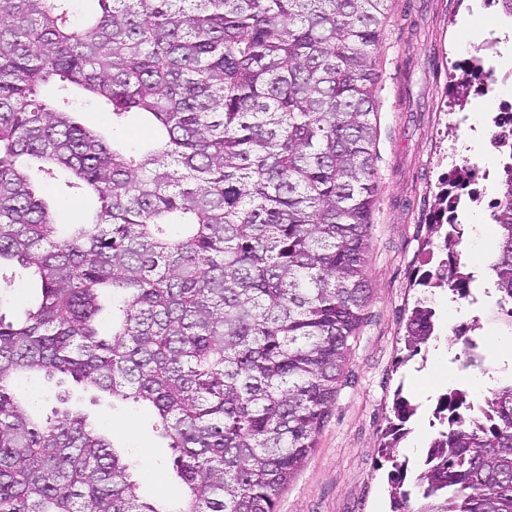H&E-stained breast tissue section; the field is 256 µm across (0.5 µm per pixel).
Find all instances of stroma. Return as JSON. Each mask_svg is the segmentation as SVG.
<instances>
[{
    "label": "stroma",
    "mask_w": 512,
    "mask_h": 512,
    "mask_svg": "<svg viewBox=\"0 0 512 512\" xmlns=\"http://www.w3.org/2000/svg\"><path fill=\"white\" fill-rule=\"evenodd\" d=\"M493 21L474 0H395L392 6L379 50V203L367 262V320L352 343L336 406L312 455L283 492L278 512H391V464L379 445L396 397L417 406L410 433L396 450L398 458L413 460L433 435V411L447 389L464 388L480 399L493 385L489 371L512 373L494 352L512 332L502 325L493 299L472 305L448 289H435L439 337L412 358L403 328L421 294L414 280L421 273L441 179L474 162L499 168L481 86L465 91L456 86ZM40 190L55 203L62 225L87 222L97 207L87 195L61 197L56 180H41ZM474 321L479 327L472 336L487 356V367L463 370L457 362L462 342L453 329ZM71 403L111 431L115 443L138 462L145 498L181 497L183 486L168 472L169 450L152 430L149 411L116 410L107 399L94 405L78 388L71 391Z\"/></svg>",
    "instance_id": "obj_1"
}]
</instances>
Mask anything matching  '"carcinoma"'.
Returning <instances> with one entry per match:
<instances>
[{
    "mask_svg": "<svg viewBox=\"0 0 512 512\" xmlns=\"http://www.w3.org/2000/svg\"><path fill=\"white\" fill-rule=\"evenodd\" d=\"M0 0V277L40 282L0 313V512H276L336 405L369 301L378 53L393 0ZM58 81V100L42 86ZM112 112V140L67 110ZM156 139L130 150L129 114ZM495 244L482 279L512 331V142L498 145ZM99 206L62 230L30 168ZM454 195L436 194L418 281L472 297ZM112 294V333L99 332ZM416 300L412 358L436 338ZM466 337L465 366L483 357ZM41 374L147 408L186 487L139 494L135 462L88 416L36 418ZM417 407L394 404L392 512H512V375L476 404L452 388L411 464L394 448Z\"/></svg>",
    "mask_w": 512,
    "mask_h": 512,
    "instance_id": "obj_1",
    "label": "carcinoma"
}]
</instances>
